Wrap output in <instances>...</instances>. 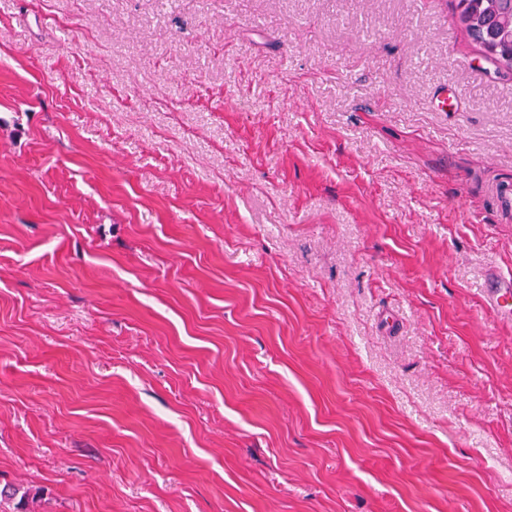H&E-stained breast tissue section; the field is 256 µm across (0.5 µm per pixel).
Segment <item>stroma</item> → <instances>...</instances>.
Wrapping results in <instances>:
<instances>
[{
	"label": "stroma",
	"instance_id": "obj_1",
	"mask_svg": "<svg viewBox=\"0 0 512 512\" xmlns=\"http://www.w3.org/2000/svg\"><path fill=\"white\" fill-rule=\"evenodd\" d=\"M508 188L456 0H0V486L512 512ZM482 301L494 317L512 321V278L491 274L482 289Z\"/></svg>",
	"mask_w": 512,
	"mask_h": 512
}]
</instances>
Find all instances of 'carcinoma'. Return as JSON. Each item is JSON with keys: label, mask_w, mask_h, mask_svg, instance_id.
I'll use <instances>...</instances> for the list:
<instances>
[{"label": "carcinoma", "mask_w": 512, "mask_h": 512, "mask_svg": "<svg viewBox=\"0 0 512 512\" xmlns=\"http://www.w3.org/2000/svg\"><path fill=\"white\" fill-rule=\"evenodd\" d=\"M458 21L467 37L489 54L494 65L512 71V0H457ZM0 496L16 501V512H27L29 492L5 487Z\"/></svg>", "instance_id": "obj_1"}]
</instances>
